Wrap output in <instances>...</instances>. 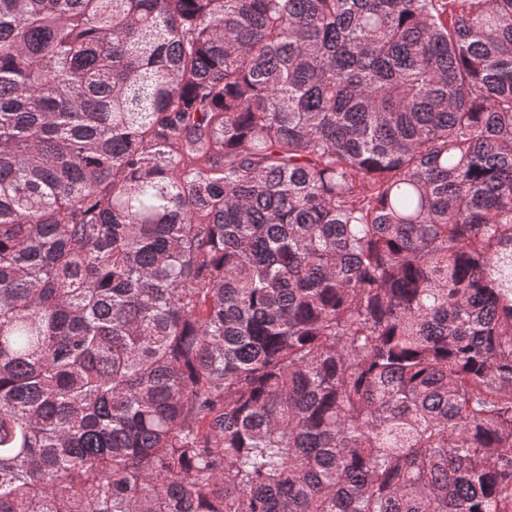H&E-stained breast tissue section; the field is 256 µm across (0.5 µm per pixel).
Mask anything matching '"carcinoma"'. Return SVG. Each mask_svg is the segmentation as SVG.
Segmentation results:
<instances>
[{
	"label": "carcinoma",
	"instance_id": "carcinoma-1",
	"mask_svg": "<svg viewBox=\"0 0 512 512\" xmlns=\"http://www.w3.org/2000/svg\"><path fill=\"white\" fill-rule=\"evenodd\" d=\"M0 512H512V0H0Z\"/></svg>",
	"mask_w": 512,
	"mask_h": 512
}]
</instances>
